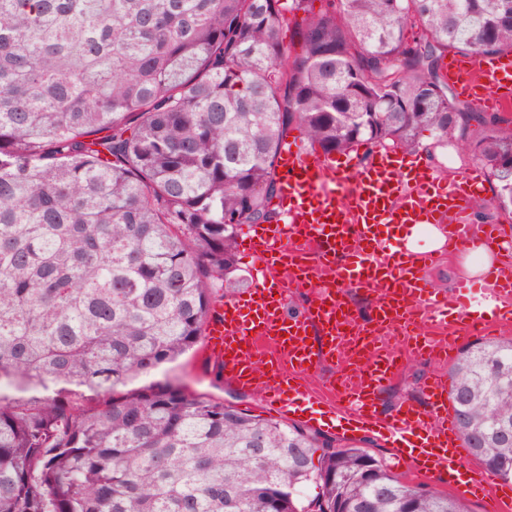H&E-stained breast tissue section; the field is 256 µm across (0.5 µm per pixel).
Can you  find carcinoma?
<instances>
[{
	"label": "carcinoma",
	"mask_w": 512,
	"mask_h": 512,
	"mask_svg": "<svg viewBox=\"0 0 512 512\" xmlns=\"http://www.w3.org/2000/svg\"><path fill=\"white\" fill-rule=\"evenodd\" d=\"M312 2L0 0V512H469L362 440L119 391L196 351L295 129L363 161L451 147L492 185L474 220L512 214V127L442 72L512 53V0ZM448 378L463 446L511 482L512 337Z\"/></svg>",
	"instance_id": "cac0c4a2"
}]
</instances>
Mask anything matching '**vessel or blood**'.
Masks as SVG:
<instances>
[{
    "mask_svg": "<svg viewBox=\"0 0 512 512\" xmlns=\"http://www.w3.org/2000/svg\"><path fill=\"white\" fill-rule=\"evenodd\" d=\"M449 82L478 107L512 101V57L474 53L452 62ZM281 192L272 206L281 221L244 226L241 243L257 264L258 279L245 294L224 300L208 322L205 352L225 384L258 390L277 413L339 422L346 434H372L395 450L407 468L431 474L458 494L489 502L490 512H512V486L471 465L448 413L443 375L424 383L429 406H403L391 416L378 395L417 357L445 364L458 338L448 319L464 321L467 335L482 336L512 322V244L497 224L475 226L468 211L482 190L472 171L447 180L380 152L362 168L302 149L283 147ZM400 224L438 229L448 252L497 247L499 267L473 304L467 287L455 294L434 289L424 273L432 254L403 247ZM308 288L311 301L288 310V292ZM374 295L373 316L358 321L346 292ZM405 336V350L387 347L386 332ZM337 365V376L307 385L319 367Z\"/></svg>",
    "mask_w": 512,
    "mask_h": 512,
    "instance_id": "b4317fda",
    "label": "vessel or blood"
}]
</instances>
